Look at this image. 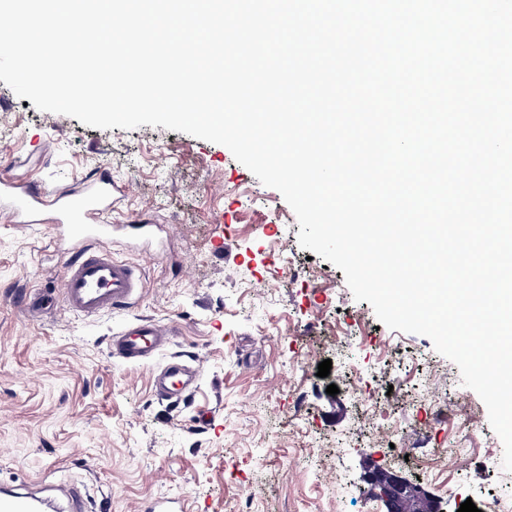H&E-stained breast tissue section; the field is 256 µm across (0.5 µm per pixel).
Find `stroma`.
<instances>
[{"mask_svg":"<svg viewBox=\"0 0 512 512\" xmlns=\"http://www.w3.org/2000/svg\"><path fill=\"white\" fill-rule=\"evenodd\" d=\"M103 172L115 186L104 221L170 228L155 255L121 236L107 244L144 274L132 308L31 315L19 293L58 288L68 243L54 224L0 217V487L75 482L90 512L159 497L183 512H384L362 480L377 460L442 497L444 512L512 500L502 442L458 367L428 337L382 326L341 269L300 246L281 193L227 147L50 116L0 81V179L61 194ZM136 318L173 339L129 365L108 339ZM174 356L200 376L192 398L172 403L154 377ZM464 438L476 455L451 462Z\"/></svg>","mask_w":512,"mask_h":512,"instance_id":"stroma-1","label":"stroma"}]
</instances>
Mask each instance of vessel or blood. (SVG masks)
<instances>
[{"label":"vessel or blood","instance_id":"1","mask_svg":"<svg viewBox=\"0 0 512 512\" xmlns=\"http://www.w3.org/2000/svg\"><path fill=\"white\" fill-rule=\"evenodd\" d=\"M112 180L101 175L88 180L75 191L48 195L26 184L0 182V199L7 200L14 213L28 216L38 223L44 212H52L53 221L71 242L66 271L56 297L28 294L26 308L32 313L62 303L69 311L93 318L115 310L131 308L141 289L140 276L132 267L113 260L105 246L115 233L130 240H152L151 224H104L100 218L112 204ZM169 340L168 330L150 319H137L111 337L113 356L124 362L139 364L158 356ZM169 398L181 399L191 393L190 385L176 368H168L161 387ZM49 501L43 497L10 488L0 489V512H44Z\"/></svg>","mask_w":512,"mask_h":512}]
</instances>
